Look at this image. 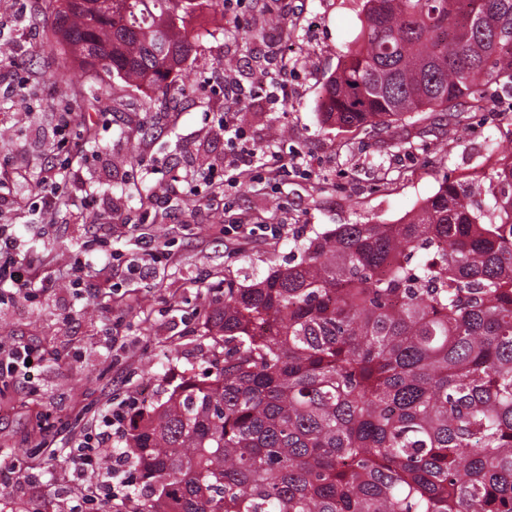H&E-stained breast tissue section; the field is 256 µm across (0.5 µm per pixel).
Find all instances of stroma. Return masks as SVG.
Wrapping results in <instances>:
<instances>
[{"instance_id": "35a3bbf8", "label": "stroma", "mask_w": 512, "mask_h": 512, "mask_svg": "<svg viewBox=\"0 0 512 512\" xmlns=\"http://www.w3.org/2000/svg\"><path fill=\"white\" fill-rule=\"evenodd\" d=\"M361 8L362 0H244L226 16L204 10L188 24L199 51L162 96L75 66L52 81L63 60L45 0H0V224L18 225L39 277L54 283L0 291V336L41 357L33 383L0 380V458L30 464L0 487L6 512H72L90 494L69 457L72 440L127 397L158 402L186 369H206L213 340L204 314L226 281L248 285L299 262L298 244L336 225L396 223L442 179L488 187L499 152L512 148V84L491 86L462 132H425L417 113L374 136L324 123L323 84L358 36ZM283 57L292 62L284 101L225 100V70L250 84ZM78 90L102 100L89 116L94 136L74 128L63 140L56 126ZM228 113L251 148L302 157L303 172L262 169L248 185L214 192L201 174L223 175ZM63 161L69 205L44 212L36 202ZM228 224L285 232L235 241ZM142 231L166 245L147 284L126 270L140 257ZM78 265L91 293L61 280Z\"/></svg>"}]
</instances>
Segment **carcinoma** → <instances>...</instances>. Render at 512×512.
<instances>
[{"instance_id":"carcinoma-1","label":"carcinoma","mask_w":512,"mask_h":512,"mask_svg":"<svg viewBox=\"0 0 512 512\" xmlns=\"http://www.w3.org/2000/svg\"><path fill=\"white\" fill-rule=\"evenodd\" d=\"M224 0H48L64 63L164 91ZM326 80L329 125L388 131L512 84V0H364ZM99 98L73 95L85 123ZM224 289L209 370L135 422L137 512H512V162L395 224H339Z\"/></svg>"}]
</instances>
